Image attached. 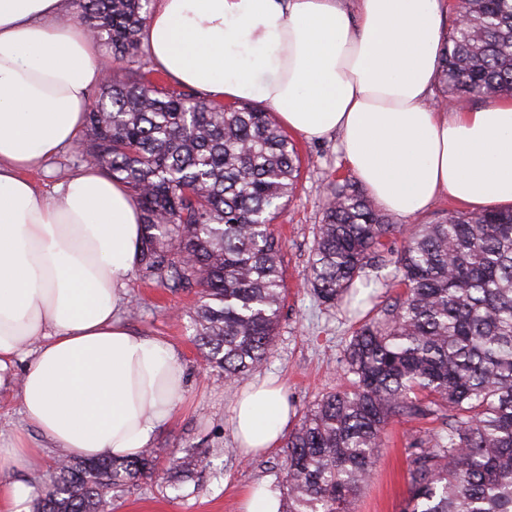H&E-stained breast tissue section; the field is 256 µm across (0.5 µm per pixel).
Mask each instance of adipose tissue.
<instances>
[{"instance_id":"1","label":"adipose tissue","mask_w":512,"mask_h":512,"mask_svg":"<svg viewBox=\"0 0 512 512\" xmlns=\"http://www.w3.org/2000/svg\"><path fill=\"white\" fill-rule=\"evenodd\" d=\"M63 0H0V388L24 424L76 459L139 454L183 386L175 349L121 318L139 262L140 211L85 167L51 192L27 171L77 146L106 72ZM442 0H157L142 42L154 67L230 103L258 101L288 130L336 137L378 206L408 219L441 195L512 208V100L430 105L443 48ZM23 374L14 367L20 356ZM290 421L272 380L232 409L242 456L279 445ZM24 432L0 439L5 512H33Z\"/></svg>"}]
</instances>
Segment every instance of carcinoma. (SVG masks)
<instances>
[{
    "mask_svg": "<svg viewBox=\"0 0 512 512\" xmlns=\"http://www.w3.org/2000/svg\"><path fill=\"white\" fill-rule=\"evenodd\" d=\"M74 19L127 61L87 112L81 162L123 182L142 217L139 271L195 291L193 339L237 381L271 353L284 298L271 223L300 175L294 141L257 104L224 106L133 65L151 0H74ZM439 97L512 96V0H461L436 74ZM396 231L351 180L315 227L307 287L329 306L368 268H395L402 295L365 319L345 353L350 386L309 407L284 443L282 512H351L394 419L441 420L409 454L402 512H512V210L450 211ZM158 450L59 462L35 512H107L109 494L152 476Z\"/></svg>",
    "mask_w": 512,
    "mask_h": 512,
    "instance_id": "carcinoma-1",
    "label": "carcinoma"
}]
</instances>
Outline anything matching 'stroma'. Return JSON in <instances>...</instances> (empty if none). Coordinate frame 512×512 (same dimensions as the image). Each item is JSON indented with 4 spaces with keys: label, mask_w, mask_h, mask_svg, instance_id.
<instances>
[{
    "label": "stroma",
    "mask_w": 512,
    "mask_h": 512,
    "mask_svg": "<svg viewBox=\"0 0 512 512\" xmlns=\"http://www.w3.org/2000/svg\"><path fill=\"white\" fill-rule=\"evenodd\" d=\"M293 140L301 158L300 177L273 222L282 243L285 283L279 334L267 362L249 379H278L299 415L326 392L347 385L344 350L361 318L403 294L404 288L392 269L382 270L371 287V300L356 312L322 304L306 288L314 227L321 218L326 187L330 180L351 177L352 172L336 139L310 141L297 134ZM128 291L123 320L144 335L168 341L186 374L173 416L151 445L158 448L162 461L195 452L205 454L211 465L176 489L171 488L172 478L165 469L115 489L111 512H241L242 500L254 490L267 488L286 496L282 448L251 460L234 450L232 406L243 384L206 369L188 328L195 293H173L147 284L136 272ZM420 430L414 422L387 426L374 472L354 499L353 512H400L408 490L407 450Z\"/></svg>",
    "instance_id": "1"
}]
</instances>
